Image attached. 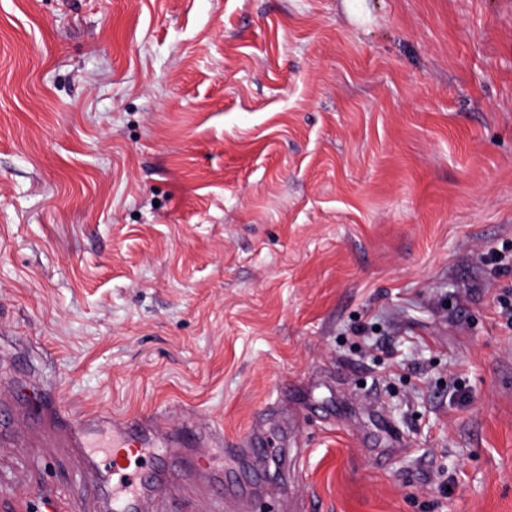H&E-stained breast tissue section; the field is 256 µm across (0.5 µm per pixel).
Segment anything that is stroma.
<instances>
[{
  "label": "stroma",
  "instance_id": "stroma-1",
  "mask_svg": "<svg viewBox=\"0 0 512 512\" xmlns=\"http://www.w3.org/2000/svg\"><path fill=\"white\" fill-rule=\"evenodd\" d=\"M507 243L512 0H0V384L294 425L241 512H512ZM44 490L86 478L37 432L0 512ZM215 494L174 473L164 512Z\"/></svg>",
  "mask_w": 512,
  "mask_h": 512
}]
</instances>
